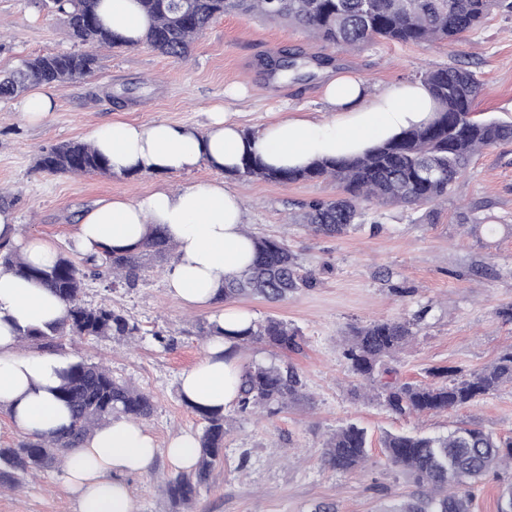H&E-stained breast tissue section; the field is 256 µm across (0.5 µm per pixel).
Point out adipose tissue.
I'll list each match as a JSON object with an SVG mask.
<instances>
[{"instance_id": "obj_1", "label": "adipose tissue", "mask_w": 512, "mask_h": 512, "mask_svg": "<svg viewBox=\"0 0 512 512\" xmlns=\"http://www.w3.org/2000/svg\"><path fill=\"white\" fill-rule=\"evenodd\" d=\"M96 12L117 39L129 45L138 44L150 25L138 0H99ZM324 94L335 114L330 121L286 116L247 136L224 113L214 112L202 131L164 121L150 125L112 121L97 126L90 142L117 175L188 173L203 164L230 170L247 152L273 167H300L316 158L364 152L425 122L434 107L421 83L374 93L363 80L342 72L327 82ZM153 224L165 226L174 247L167 289L187 306L215 301L225 279L241 273L252 261L243 201L221 180L180 189L161 187L136 200L96 203L76 224L73 245L83 254L132 249ZM0 241L23 242L25 259L36 266L52 264L58 256L45 240L23 239L21 225L7 208L0 209ZM64 316V304L39 283L0 274V406L13 427L31 437L56 436L71 423L68 410L54 396L69 359L22 350L15 329L41 327ZM251 320L249 313L236 309L224 310L216 318L219 332L208 338L202 361L180 376V392L186 399L209 408L235 403L242 363L230 334ZM161 454L174 471L190 470L199 454L196 435L179 432L160 449L147 427L137 421L120 418L95 428L64 461L65 484L77 502V512H134L124 478L151 472Z\"/></svg>"}]
</instances>
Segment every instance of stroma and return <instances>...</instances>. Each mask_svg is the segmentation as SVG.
Listing matches in <instances>:
<instances>
[{
    "label": "stroma",
    "mask_w": 512,
    "mask_h": 512,
    "mask_svg": "<svg viewBox=\"0 0 512 512\" xmlns=\"http://www.w3.org/2000/svg\"><path fill=\"white\" fill-rule=\"evenodd\" d=\"M0 40L5 43L0 70L11 69L22 56L77 48L64 16L47 13L39 0H0ZM287 48L326 52L286 24L231 14L213 22L180 63L143 43L100 47L94 77L49 86L57 107L43 125L27 124L17 101L0 102V188L15 197L12 210L24 237L46 239L69 255L73 227L94 204L137 199L163 185L217 179L206 166L189 174L133 176L36 170L42 151L86 140L95 126L110 121H167L201 129L208 112L221 107L243 131L253 133L276 115L331 119L323 87L336 73L364 78L381 91L414 80L422 69L458 64L469 66L484 83L478 116L512 121V15L492 14L450 48L383 41L336 53L333 66L313 78L269 79L260 57ZM113 94L124 95V103L113 105ZM226 183L243 199L248 228L258 236L286 237L302 272L316 280L284 302H239L253 319L276 317L298 329L301 349L288 353L287 360L296 366L312 403L256 415L228 407L234 423L224 439V457L195 512H313L320 503L333 504L336 512H380L412 490L405 476L384 463L380 441L385 434H444L458 424L476 423L512 436L511 385L465 408L404 419L377 403L354 399L358 379L339 347L349 327L410 319L422 311L426 317L415 342L399 356L402 380H428L435 368L469 373L512 348V321L500 315L512 306V143L475 156L437 213L388 205L377 208L373 225L337 237L283 222L285 214L300 212L310 200L334 197V183L279 185L232 177ZM479 201L487 202L485 215L497 231L478 240L457 224L456 214ZM172 262L169 255L144 256L131 288L109 292L102 280L85 282V303L105 302L124 311L138 322V338L66 336L58 347L72 359L104 363L113 376L151 393L156 411L146 425L161 447L177 432L201 431L203 422L182 401L178 379L202 360L212 317L224 308L217 302L194 309L171 296L166 276ZM156 331L166 334L169 347L154 341ZM349 423L365 429L371 463L362 471L340 473L324 466L322 444ZM171 474L161 459L150 473L127 477L135 512H169L164 485ZM0 512H77V505L62 471L54 469L22 488L0 491Z\"/></svg>",
    "instance_id": "obj_1"
}]
</instances>
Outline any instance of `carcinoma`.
<instances>
[{
  "label": "carcinoma",
  "instance_id": "cac0c4a2",
  "mask_svg": "<svg viewBox=\"0 0 512 512\" xmlns=\"http://www.w3.org/2000/svg\"><path fill=\"white\" fill-rule=\"evenodd\" d=\"M52 12L66 17L69 34L82 45L116 47L112 33L95 13L97 0H43ZM150 18L143 41L173 62L186 58L200 34L215 20L239 14L260 16L294 26L325 47L360 50L375 42L402 45H454L479 28L493 13L512 12V0H139ZM268 73L300 77L304 66L299 51H280L264 59ZM98 55L93 51L44 53L28 56L11 70H0V101L14 99L35 85L73 82L94 75ZM421 84L434 103L432 116L374 146L362 155L315 159L302 168H274L251 153L244 154L232 176L288 185L298 182L336 183L340 193L330 200L313 199L303 205L300 219L316 235L340 236L361 226L366 211L375 206H437L448 201L474 156L482 149L512 141V122L474 119L483 83L464 65L426 68ZM36 168L50 174L111 173L108 159L85 142H64L41 153ZM457 223L470 226L475 236L492 233L476 210L457 213ZM172 245L160 224L151 226L135 249L105 251L76 262L58 255L49 267L26 262L9 244L0 245V271L33 280L66 306L64 320L45 328L18 329L22 342L35 348H55L64 336L102 339L132 338L139 324L106 304L89 306L83 300L85 280L94 275L107 280L106 290L130 285L138 278L147 253L164 254ZM313 285L300 273L296 254L283 237H254V258L240 274L225 280L218 300L229 302L260 297L271 303L287 300ZM426 312L413 319L378 320L353 326L341 344L342 356L360 379L358 397L374 401L401 417L446 411L471 405L512 384V349L490 365L449 382H401L391 366L395 356L412 344ZM236 347H263L288 353L300 349V336L287 322L268 317L240 331L223 335ZM243 381L236 408L241 413L266 409L276 412L304 402L307 395L293 366L255 360L242 365ZM56 399L71 415L70 427L52 440L26 437L0 447V489L15 490L27 476L55 467L71 449L79 447L96 427L121 416L147 420L155 402L147 392L112 376L95 363L79 360L61 374ZM185 405L204 420L198 443L200 456L190 472H179L165 482L171 512H188L207 486L220 459L224 436L230 431L224 410ZM366 431L340 426L323 444L325 466L338 472L362 469L368 460ZM387 462L415 486V490L385 512H471V489L489 473L512 461V439L503 440L474 424H461L445 435L418 432L390 434L383 442Z\"/></svg>",
  "mask_w": 512,
  "mask_h": 512
}]
</instances>
